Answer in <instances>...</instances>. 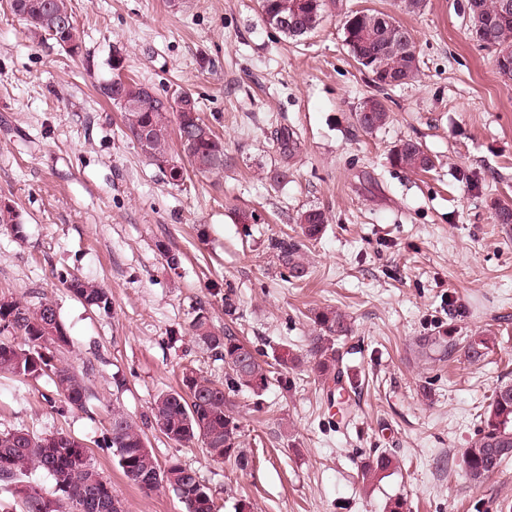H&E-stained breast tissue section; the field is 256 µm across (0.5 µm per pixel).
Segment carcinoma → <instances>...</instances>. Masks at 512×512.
<instances>
[{
	"mask_svg": "<svg viewBox=\"0 0 512 512\" xmlns=\"http://www.w3.org/2000/svg\"><path fill=\"white\" fill-rule=\"evenodd\" d=\"M15 15L33 31L51 35L57 45L71 55L80 53L81 41L67 0H15ZM290 0H259L261 15L277 16L288 13ZM325 0H304L297 28L283 34L302 37L314 31L323 18ZM495 0H466L471 37L480 46L492 51L498 72L512 78V18L503 21L495 15ZM381 13L372 10L351 11L342 24L343 42L353 58L379 57L381 70L371 71L372 81L380 86L407 84L419 72L415 55H405L397 49V30L403 25L396 19L381 23ZM124 96L131 105L124 106L112 97L109 86L101 87L102 95L115 103L122 112L123 123L138 147L161 171L178 167L170 152L171 126L178 137L190 143L184 151L192 170L201 176H217L224 172L226 157L224 142L203 120L198 107L193 112L162 108L143 97V83L122 79ZM370 115L356 117L360 129L371 133L389 121L386 106L376 97H368ZM396 167L409 171L427 172L435 167L433 158L422 145L412 139L400 141L389 156ZM328 222L326 213L316 207L298 212L297 236L274 239L281 265L289 277L303 279L308 275L305 243L323 234ZM0 224H10L21 232L20 214L9 203H0ZM67 288L83 303L105 313L112 307V295L90 281L72 278ZM316 328L308 349L290 362L309 364L310 371L328 391L344 390L345 366L337 342L351 334L347 317L332 309L313 313ZM195 341L224 360V381L208 379L192 369L183 371L182 386L159 394L151 405V418L163 419L160 432L175 444L201 441L215 461L234 463L243 470L248 458L241 451V427L234 414L233 396L241 388L261 396L272 383L288 387L284 371L260 359L256 350L242 342L229 329L217 330L204 310H199L191 323ZM15 333L24 337L25 345L15 346L0 340V373L20 379L36 378L51 373L62 402L83 408L89 398L82 379L66 365L52 364L50 346H66L69 336L60 322L56 306L48 299L36 303L17 299L0 300V334ZM491 338L474 336L463 346L464 357L476 362L491 350ZM433 346L450 356L457 351L451 336L423 339L422 349ZM480 427L475 438L462 452L463 470L473 485L482 484L499 467L512 459V383L499 384L489 402L479 414ZM103 445L113 448L124 476L140 490L150 493L168 487L177 495L185 512H215L209 489L196 471L177 460L159 463L152 452L145 450L146 440L137 424L126 414L115 412L109 435ZM393 460L380 455L366 464L362 479L389 469ZM40 468L51 475L61 497L55 499L54 512H110L114 498L112 485L104 481L90 460L86 446L71 436L35 435L25 430L0 432V486L21 496L22 512H46L48 495L36 485L21 484V478L31 468Z\"/></svg>",
	"mask_w": 512,
	"mask_h": 512,
	"instance_id": "cac0c4a2",
	"label": "carcinoma"
}]
</instances>
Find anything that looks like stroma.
<instances>
[{
	"mask_svg": "<svg viewBox=\"0 0 512 512\" xmlns=\"http://www.w3.org/2000/svg\"><path fill=\"white\" fill-rule=\"evenodd\" d=\"M67 3L78 56L0 0V200L24 219L19 236L0 225V298L54 302L70 337L54 362L83 377L89 401L60 414L48 377L0 375V430L81 440L125 512L184 508L171 490L129 483L112 449L97 447L116 410L145 425L159 462L198 473L216 512H384L395 497L406 512H512V463L478 487L461 464L493 390L512 382V224L494 219L512 202V80L472 39L466 0H426L417 13L405 0H327L323 21L297 39L266 24L258 0ZM356 9L410 30L415 81L374 87L343 42ZM117 56L157 94L193 95L224 140L223 177L176 187L141 153L100 93ZM371 95L390 119L366 133L356 112ZM284 129L298 136L289 155L274 137ZM405 139L432 156L431 172L390 164ZM276 168L287 180L270 181ZM314 206L329 222L309 247V277L295 280L271 242ZM66 274L110 292V312L84 306ZM200 307L216 329L282 357L305 350L312 310L348 314L347 410L302 365L289 367V389L238 392L243 470L147 427L182 367L224 378L223 360L191 335ZM445 333L496 343L479 362L422 354V338ZM382 453L393 467L363 482Z\"/></svg>",
	"mask_w": 512,
	"mask_h": 512,
	"instance_id": "stroma-1",
	"label": "stroma"
}]
</instances>
